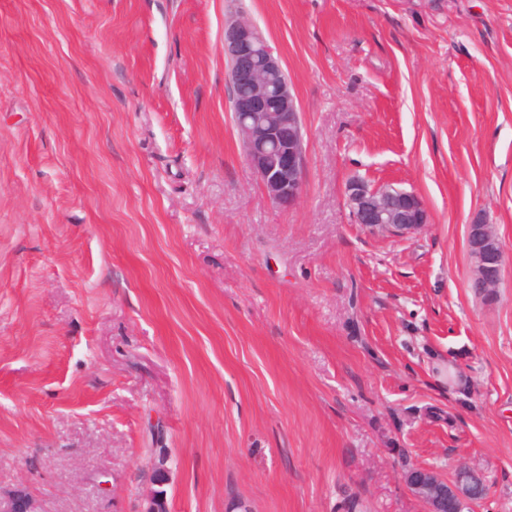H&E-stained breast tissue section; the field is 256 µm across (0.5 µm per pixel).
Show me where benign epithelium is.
<instances>
[{"label":"benign epithelium","instance_id":"7a95c632","mask_svg":"<svg viewBox=\"0 0 512 512\" xmlns=\"http://www.w3.org/2000/svg\"><path fill=\"white\" fill-rule=\"evenodd\" d=\"M224 56L229 64L235 124L246 158L269 200L288 206L303 188L306 147L300 112L282 59L256 26L240 17L225 24ZM345 194L354 223L369 230L405 235L427 223L426 210L412 191L392 184L373 187L354 179L346 185ZM467 242L474 266L473 288L485 294L501 277L504 248L493 227L481 220L468 225ZM405 483L424 512H443L444 503L450 500L462 506L487 492L484 481L466 467L451 480L420 468L406 475ZM0 512L36 510L30 496L18 489L0 501ZM142 512H168L166 495L160 490L152 493Z\"/></svg>","mask_w":512,"mask_h":512}]
</instances>
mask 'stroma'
<instances>
[{
    "instance_id": "35a3bbf8",
    "label": "stroma",
    "mask_w": 512,
    "mask_h": 512,
    "mask_svg": "<svg viewBox=\"0 0 512 512\" xmlns=\"http://www.w3.org/2000/svg\"><path fill=\"white\" fill-rule=\"evenodd\" d=\"M233 17L302 114L286 208ZM354 178L427 224L352 223ZM161 456L169 512H423L405 474L464 466L512 512V0H0V494L142 512ZM224 56L246 158L269 200L288 206L303 188L306 147L282 59L256 26L240 17L225 24ZM474 266L473 288L485 294L498 283L504 265V248L493 227L481 220L468 226L467 237Z\"/></svg>"
}]
</instances>
